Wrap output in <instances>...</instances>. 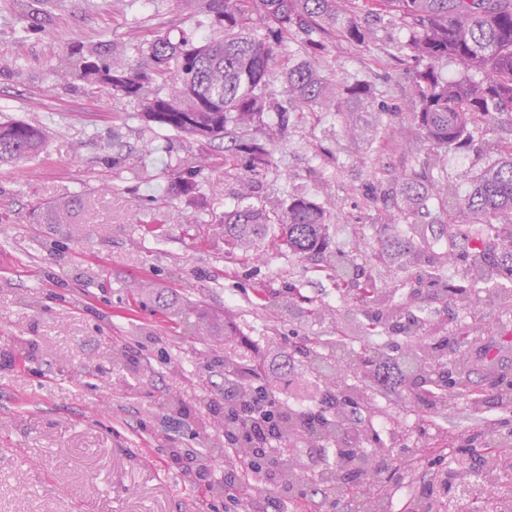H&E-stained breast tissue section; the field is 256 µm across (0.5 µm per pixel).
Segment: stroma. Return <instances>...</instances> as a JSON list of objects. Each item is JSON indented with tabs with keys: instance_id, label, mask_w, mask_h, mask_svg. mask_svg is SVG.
<instances>
[{
	"instance_id": "obj_1",
	"label": "stroma",
	"mask_w": 512,
	"mask_h": 512,
	"mask_svg": "<svg viewBox=\"0 0 512 512\" xmlns=\"http://www.w3.org/2000/svg\"><path fill=\"white\" fill-rule=\"evenodd\" d=\"M197 41L219 38L204 0H44L38 17L20 15L0 0V121L41 125L48 140L29 160L0 164V512H225L175 464L169 451L206 453L222 434L203 441L195 417L221 420L224 377L203 353L282 359L289 342L320 333L259 306L257 289H289L322 304L326 320L369 343L362 317L347 311L311 261L273 249L239 260L224 243L222 221L241 199L242 171L226 167L222 142H198L149 128L138 102L113 99L106 87L54 76L59 57L82 45L111 60L126 49L130 65L155 35ZM379 49L337 39L322 74L329 86L361 78L377 98L349 116L308 111L277 140L274 166L255 175L252 204L299 192L336 207L328 248L393 252L409 222L438 221L436 201L397 199L404 215L372 220L364 192L375 179L417 169L429 148L401 135L389 113L405 108L401 73L406 57L377 66ZM361 139L335 150L345 122ZM204 154L195 175L201 195L174 193L176 166ZM68 206L66 223L57 209ZM161 227V237L148 233ZM194 303L199 316L221 319L233 310L241 335H182L155 308L150 289ZM467 325L468 352L480 379L512 378V302L482 301ZM410 395L396 388L374 395L375 420L391 430L401 457L413 460L408 494L393 493L399 512L407 495L432 485L449 459L464 460L477 477L478 453L464 440L474 428L512 413L472 411L457 399L439 414L407 413ZM235 512H362L350 496L306 492L289 499L277 490L246 491Z\"/></svg>"
}]
</instances>
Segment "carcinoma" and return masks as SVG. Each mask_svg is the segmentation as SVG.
<instances>
[{"instance_id": "1", "label": "carcinoma", "mask_w": 512, "mask_h": 512, "mask_svg": "<svg viewBox=\"0 0 512 512\" xmlns=\"http://www.w3.org/2000/svg\"><path fill=\"white\" fill-rule=\"evenodd\" d=\"M208 11L223 30L221 39L197 42L158 35L143 51L137 69L127 66L124 49L112 48V64L100 66L95 50H70L56 67V73L74 81L90 80L105 85L121 98L138 102L145 121L160 130L172 131L198 141L228 139L224 164H241L251 171L273 165V146L284 134L291 113L320 108L326 112H350L355 101H369L373 87L356 80L334 92L326 90L321 78L325 38L335 35L363 46L395 43L414 65L403 76L411 99L408 114L398 125L409 129L414 139L430 144L422 161V172L404 174L395 182H377L371 195L391 199L422 197L431 186L439 208L448 212L453 230L473 224L471 235L462 239L460 257L466 261L464 283H450L436 296L459 310L475 308L476 296L484 291L512 298V0H207ZM407 31L404 41H394L389 27ZM299 53L304 62L288 67L282 94L284 107L269 91L278 53ZM453 64L456 76L443 74ZM161 81L168 91L161 94L151 84ZM267 112L279 113L275 125L264 122ZM46 143L43 128L25 121L0 122V162L29 159ZM466 149L475 161L486 166L461 193L448 178L441 163L443 150ZM199 157L188 155L178 163V190L194 194L192 178ZM328 229V210L303 194L265 204L247 205L224 214V242L249 257L269 246L300 258L320 253ZM408 246L394 255L403 269L417 275L402 280L405 301L397 302L379 287L375 276L365 273L357 258L338 259L314 267L329 272L340 295L369 308L365 328L372 335L383 330L414 340L401 356L396 371L382 369L376 382L385 388L409 384L426 405L438 408L464 395L474 407L488 403L490 396L470 380L466 350L467 332L460 329L454 341L440 336L421 340L425 317L412 308L425 281L444 279L442 262L434 261L424 249L427 228L409 226ZM288 306L306 319L322 318L323 309L297 288L288 295ZM318 336H305L286 352L288 362L309 364L330 376L334 364ZM350 358L357 366L358 384L341 396L334 389L323 394L329 413L318 412L310 422L291 407L278 409L279 439L304 429L309 435L337 449L327 463L320 481L345 489L353 495L365 493L362 486L371 452L364 451L370 439L380 441L370 426L371 417L359 419L347 431L344 423L364 402L368 366L389 359L385 352L355 350ZM224 431L247 428L250 419L236 411V405L254 393L249 374L239 361L224 357ZM224 447L247 458L255 440H224ZM277 487L292 490L299 483L290 455L277 464Z\"/></svg>"}]
</instances>
